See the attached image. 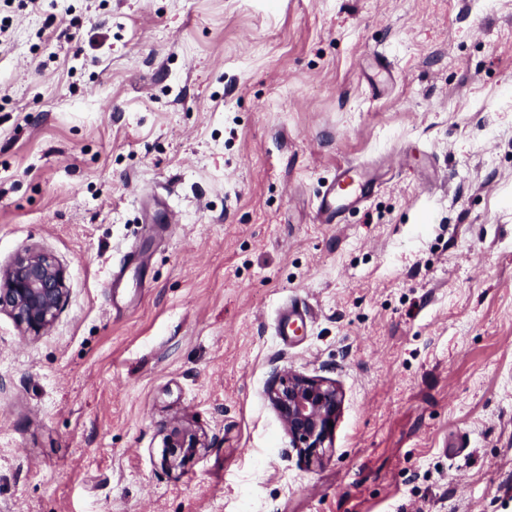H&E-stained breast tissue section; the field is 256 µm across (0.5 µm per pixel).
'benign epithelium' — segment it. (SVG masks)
I'll return each instance as SVG.
<instances>
[{"label": "benign epithelium", "instance_id": "1", "mask_svg": "<svg viewBox=\"0 0 512 512\" xmlns=\"http://www.w3.org/2000/svg\"><path fill=\"white\" fill-rule=\"evenodd\" d=\"M65 270L50 256L29 251L0 270V309L9 310L25 332L38 336L53 324L65 297ZM267 396L278 411L293 447L311 459H321L329 447L340 409L336 385L288 370L274 374ZM164 447L178 452L164 457L174 468L205 447L201 435L185 420L163 422Z\"/></svg>", "mask_w": 512, "mask_h": 512}]
</instances>
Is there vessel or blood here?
I'll return each instance as SVG.
<instances>
[{"label": "vessel or blood", "mask_w": 512, "mask_h": 512, "mask_svg": "<svg viewBox=\"0 0 512 512\" xmlns=\"http://www.w3.org/2000/svg\"><path fill=\"white\" fill-rule=\"evenodd\" d=\"M376 187L371 170L361 163H348L337 168L335 175L316 198V217L322 224L342 223L350 210L366 201ZM302 308L291 304L280 313L276 327L277 335H296V326L301 323Z\"/></svg>", "instance_id": "vessel-or-blood-1"}]
</instances>
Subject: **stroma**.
Returning a JSON list of instances; mask_svg holds the SVG:
<instances>
[{"mask_svg": "<svg viewBox=\"0 0 512 512\" xmlns=\"http://www.w3.org/2000/svg\"><path fill=\"white\" fill-rule=\"evenodd\" d=\"M8 14L0 269L67 294L41 336L0 311V512H512V0ZM346 162L382 184L318 223ZM288 369L341 391L321 462ZM174 415L208 446L167 471ZM302 308L297 303L292 302L291 305L283 309L280 313L279 321L276 327L277 336H283V339H288V336H295L299 326L294 328L298 323L303 326ZM267 396L293 448H299L310 459H321L329 448L340 409L341 395L336 385L288 370L274 374Z\"/></svg>", "mask_w": 512, "mask_h": 512, "instance_id": "35a3bbf8", "label": "stroma"}]
</instances>
